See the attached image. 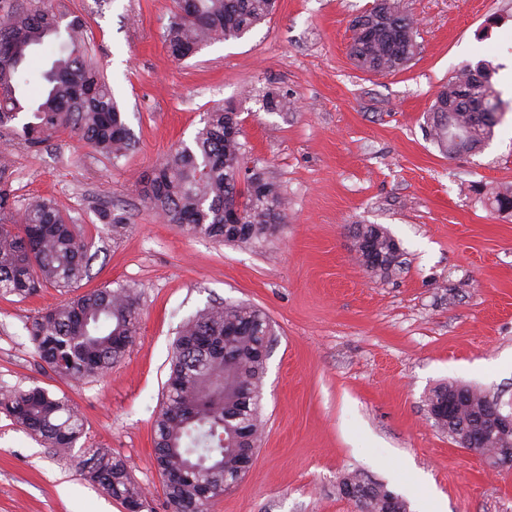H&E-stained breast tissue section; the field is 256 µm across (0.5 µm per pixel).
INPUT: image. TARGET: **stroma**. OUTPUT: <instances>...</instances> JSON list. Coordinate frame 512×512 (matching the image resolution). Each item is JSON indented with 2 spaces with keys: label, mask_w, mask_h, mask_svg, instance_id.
<instances>
[{
  "label": "stroma",
  "mask_w": 512,
  "mask_h": 512,
  "mask_svg": "<svg viewBox=\"0 0 512 512\" xmlns=\"http://www.w3.org/2000/svg\"><path fill=\"white\" fill-rule=\"evenodd\" d=\"M373 0H279L243 38L178 60L164 33L172 0H53L80 16L133 136L112 159L61 131L28 147L0 129L16 208L52 200L90 243L78 286L130 288L141 320L103 378L74 382L42 369L27 326L64 299L49 287L0 296V389L39 385L68 396L85 424L73 450L104 448L147 491L142 512H168L153 460V426L172 344L212 303L246 302L271 319L261 418L245 476L210 512H354L338 488L357 472L423 512H512V467L488 469L429 417L426 399L451 381L512 409V213L488 206L512 185V110L475 152L445 156L427 116L463 67L496 66L512 102V0H404L419 49L391 75L350 58V20ZM284 106L269 112L266 94ZM242 119L247 166L281 184L287 219L270 241L227 244L163 221L146 202L154 167L192 142L216 105ZM109 210L126 228L113 237ZM378 224L402 264L369 275L352 229ZM0 512H126L0 413Z\"/></svg>",
  "instance_id": "obj_1"
}]
</instances>
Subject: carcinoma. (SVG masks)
<instances>
[{"label": "carcinoma", "instance_id": "cac0c4a2", "mask_svg": "<svg viewBox=\"0 0 512 512\" xmlns=\"http://www.w3.org/2000/svg\"><path fill=\"white\" fill-rule=\"evenodd\" d=\"M276 0H175L165 44L186 59L217 41L240 39L271 17ZM349 53L363 71H401L416 54V23L401 0H376L355 17ZM66 37L50 66L32 54L37 46ZM486 64L461 70L438 91L430 134L448 157L472 152L493 135L500 93ZM42 88L37 102L20 95L30 80ZM10 127L36 147L68 130L99 152L118 159L133 146L111 88L88 55L82 21L54 10L51 0L0 19V128ZM238 113L219 107L207 113L194 140L181 143L155 169L147 191L152 207L169 224L226 243L265 240L285 223L280 185L261 169L243 172ZM242 213L243 232L224 234L231 210ZM492 211L512 212V187L493 195ZM354 249L366 271L389 276L398 266V242L383 227L362 224ZM89 242L44 198L14 212L0 186V295L24 300L42 289L74 288L88 272ZM140 318L139 298L127 288H103L67 298L31 318L29 335L45 370L63 380L104 376L120 362ZM274 329L268 316L245 302L208 305L186 322L174 342L169 377L154 420V460L164 478L167 506L209 512L251 467L245 449H257L263 434L262 380ZM464 401L456 419L484 433L493 451L512 447V436L492 428L487 396L469 385L448 383L427 398L445 407L433 418L448 425V394ZM0 411L41 438L51 453L71 456L84 422L64 397L34 386L0 390ZM81 475L128 512H141L145 493L126 462L103 448H87L76 462ZM339 488L354 498L358 512H396L381 483L347 473Z\"/></svg>", "mask_w": 512, "mask_h": 512}]
</instances>
